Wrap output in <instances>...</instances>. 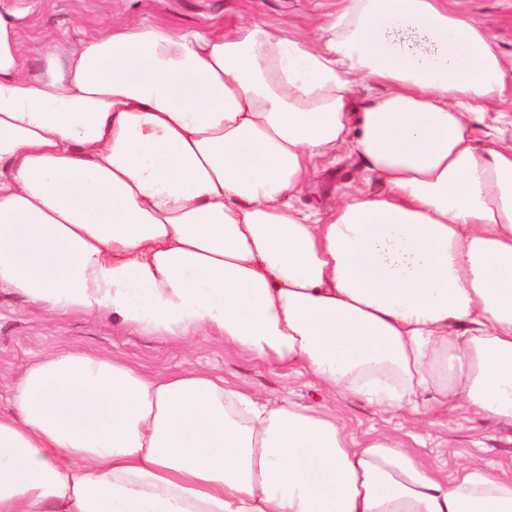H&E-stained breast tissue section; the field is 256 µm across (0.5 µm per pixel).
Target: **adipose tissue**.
Segmentation results:
<instances>
[{
	"instance_id": "1",
	"label": "adipose tissue",
	"mask_w": 512,
	"mask_h": 512,
	"mask_svg": "<svg viewBox=\"0 0 512 512\" xmlns=\"http://www.w3.org/2000/svg\"><path fill=\"white\" fill-rule=\"evenodd\" d=\"M24 16L0 12V288L220 336L386 412L512 425V143L473 135L505 91L484 29L446 0H344L318 44L133 22L44 44L35 72ZM344 147L382 192L295 208ZM0 512H512V476L64 347L0 411Z\"/></svg>"
}]
</instances>
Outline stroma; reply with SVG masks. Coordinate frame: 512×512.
Returning <instances> with one entry per match:
<instances>
[{
  "label": "stroma",
  "mask_w": 512,
  "mask_h": 512,
  "mask_svg": "<svg viewBox=\"0 0 512 512\" xmlns=\"http://www.w3.org/2000/svg\"><path fill=\"white\" fill-rule=\"evenodd\" d=\"M19 1L29 8L30 43L54 38L72 47L87 33L128 21L212 33L254 19L309 38L320 35L341 7V0H0V5ZM448 3L484 27L498 44L508 91L489 110L511 111L512 0ZM355 187L371 193L382 190L380 183L365 177L358 157L345 148L320 162L310 188L292 203L303 210L324 208ZM67 344L121 357L151 376L190 367L220 374L227 383L269 402L297 403L335 416L356 439L389 435L397 446L451 476L474 462L490 461L512 471V427L492 418L438 408L416 424L406 413H381L361 400L328 392L302 368L287 370L245 357L212 336L185 343L118 330L104 318H52L5 290H0V407H7L13 380L32 362Z\"/></svg>",
  "instance_id": "stroma-1"
}]
</instances>
